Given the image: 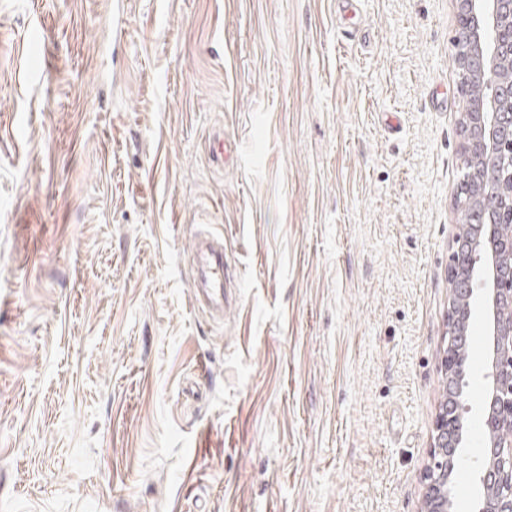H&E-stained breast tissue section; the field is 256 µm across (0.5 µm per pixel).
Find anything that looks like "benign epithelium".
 Wrapping results in <instances>:
<instances>
[{"instance_id": "benign-epithelium-1", "label": "benign epithelium", "mask_w": 512, "mask_h": 512, "mask_svg": "<svg viewBox=\"0 0 512 512\" xmlns=\"http://www.w3.org/2000/svg\"><path fill=\"white\" fill-rule=\"evenodd\" d=\"M458 28L466 32L456 54L458 68L474 76L461 85L470 105L460 113L463 157H496L512 168V114L498 111L499 92L471 94L501 78L504 55L512 54V0H455ZM462 185L475 186L470 207L484 223L473 235L457 234L448 266L452 298L448 305V345L442 358L448 397L434 424L431 462L424 473L425 512H450L451 489L468 419L461 398L471 377L467 361L470 324L476 306L488 316L491 348L484 367L481 418L487 433L483 449L480 512H512V268L500 255L512 253V226L503 238V220L512 221V182L486 185L477 169L465 167ZM495 200L487 208L488 198Z\"/></svg>"}]
</instances>
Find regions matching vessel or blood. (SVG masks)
<instances>
[{
  "label": "vessel or blood",
  "instance_id": "b4317fda",
  "mask_svg": "<svg viewBox=\"0 0 512 512\" xmlns=\"http://www.w3.org/2000/svg\"><path fill=\"white\" fill-rule=\"evenodd\" d=\"M194 264L201 275L197 290L198 304L212 316L224 311L225 253L222 241L200 235L195 244Z\"/></svg>",
  "mask_w": 512,
  "mask_h": 512
}]
</instances>
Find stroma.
Returning <instances> with one entry per match:
<instances>
[{
	"label": "stroma",
	"mask_w": 512,
	"mask_h": 512,
	"mask_svg": "<svg viewBox=\"0 0 512 512\" xmlns=\"http://www.w3.org/2000/svg\"><path fill=\"white\" fill-rule=\"evenodd\" d=\"M456 30L454 0H0V512H424ZM194 264L201 275L200 288H196V300L213 317H219L224 311V242L205 234L198 236Z\"/></svg>",
	"instance_id": "obj_1"
}]
</instances>
